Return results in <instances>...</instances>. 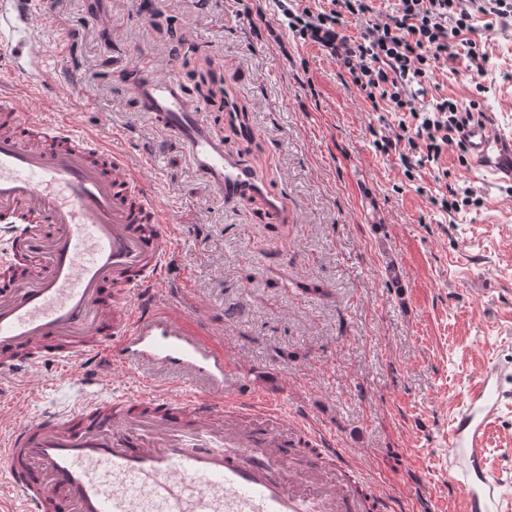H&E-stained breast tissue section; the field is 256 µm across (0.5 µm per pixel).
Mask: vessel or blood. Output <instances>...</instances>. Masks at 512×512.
I'll list each match as a JSON object with an SVG mask.
<instances>
[{
  "instance_id": "b4317fda",
  "label": "vessel or blood",
  "mask_w": 512,
  "mask_h": 512,
  "mask_svg": "<svg viewBox=\"0 0 512 512\" xmlns=\"http://www.w3.org/2000/svg\"><path fill=\"white\" fill-rule=\"evenodd\" d=\"M0 10V55L31 49L32 0ZM133 91L222 199H265L267 183L224 148L173 77ZM472 167L512 183V136L483 117L463 134ZM131 162L63 113L49 121L0 98V380L90 364L92 394L45 415L0 417V512H389L323 436L281 403L225 384L224 348L196 315L162 303L172 227ZM144 372L137 390L95 385ZM179 375L178 395L150 380ZM504 391L497 367L472 378L448 435V479L465 512H512L488 464Z\"/></svg>"
}]
</instances>
